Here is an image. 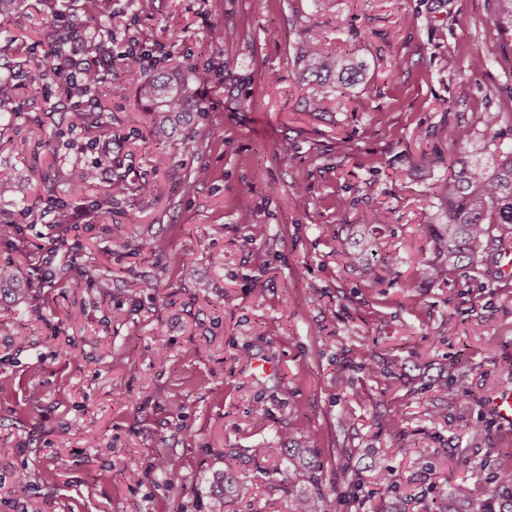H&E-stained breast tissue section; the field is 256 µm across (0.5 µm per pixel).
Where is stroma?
Returning a JSON list of instances; mask_svg holds the SVG:
<instances>
[{"instance_id": "1", "label": "stroma", "mask_w": 512, "mask_h": 512, "mask_svg": "<svg viewBox=\"0 0 512 512\" xmlns=\"http://www.w3.org/2000/svg\"><path fill=\"white\" fill-rule=\"evenodd\" d=\"M115 51L165 46L171 62L210 64L202 112L170 139L153 136L135 79L106 82L109 177L124 194L72 191V166L99 151L69 130L67 100L47 71L38 90L0 108V176L18 189L0 213L33 212L23 276L52 287L0 305V512H195L231 467L224 512H290L288 433H305L327 512H477L512 457V429L486 411L512 386V275L487 254L448 282L414 284L431 258L429 226L459 153L443 135L512 113V31L492 0H96ZM51 19L24 0L0 27V73L22 84L48 63ZM236 38L225 41V28ZM363 61L364 82L308 108L298 78L304 40ZM489 59L481 70L474 55ZM466 94H459V85ZM170 154L167 168L154 155ZM208 177L194 181L197 167ZM45 173L75 229L40 216ZM385 213L370 271L346 267L340 238ZM99 264L112 293L69 269ZM195 276L181 277L184 262ZM166 360H158L157 347ZM383 365L374 376L359 360ZM269 362L268 372L253 368ZM348 379L336 386L337 375ZM42 401L34 405L30 393ZM484 430L482 439L465 433ZM175 459L170 485L157 455Z\"/></svg>"}]
</instances>
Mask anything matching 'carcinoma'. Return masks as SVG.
I'll use <instances>...</instances> for the list:
<instances>
[{"label": "carcinoma", "instance_id": "1", "mask_svg": "<svg viewBox=\"0 0 512 512\" xmlns=\"http://www.w3.org/2000/svg\"><path fill=\"white\" fill-rule=\"evenodd\" d=\"M494 19L500 27H512V0H493ZM300 76L313 77L330 93L335 87H348L360 73L356 65L343 52L328 54L315 42L305 41L300 49ZM126 72L140 76L136 87V101L146 107L152 127L161 132L178 126L198 111L196 85L199 76L196 68H182L178 63L168 69L153 73H142L136 64ZM95 97L98 108L95 112H83L80 116L82 129L104 134L112 133V120L107 116L105 91L98 84L88 90ZM503 113L489 112L485 115L488 143L493 149L485 160L471 163L460 160L443 187L440 202V222L429 225L435 257L417 264L412 271V280L436 284L448 279L451 274L465 266L473 267L498 242L495 231L512 224V144L505 143L501 128ZM448 142L459 152L467 153L471 141L470 129L453 123L446 129ZM382 213L372 211L358 225L357 238L339 241V252L349 267L364 265L368 255L376 246L375 225L381 223ZM0 243L13 249L24 246L20 224L10 218L0 219ZM82 276L97 284L106 292L110 278L92 265L82 267ZM43 287V282L27 281L10 262L0 265V292L13 291L14 301L24 302L25 288ZM294 447L288 449V472L299 483L293 496L292 512H325L324 495L319 482V464L315 451L288 434ZM236 477L230 468H225L217 479L215 489L200 508L203 512H224L227 499L236 492Z\"/></svg>", "mask_w": 512, "mask_h": 512}]
</instances>
